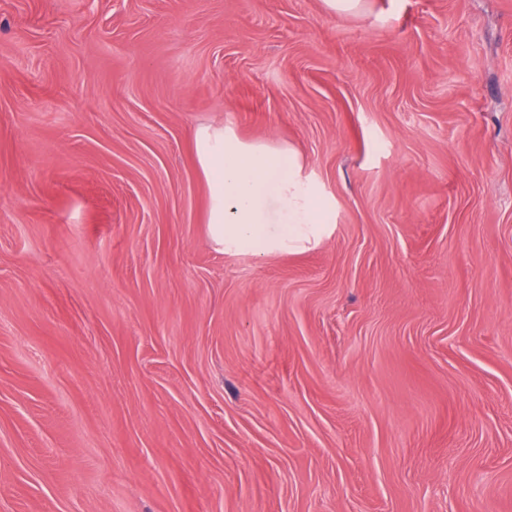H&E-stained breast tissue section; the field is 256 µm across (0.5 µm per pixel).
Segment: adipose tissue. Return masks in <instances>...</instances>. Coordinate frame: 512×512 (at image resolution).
Instances as JSON below:
<instances>
[{
  "label": "adipose tissue",
  "instance_id": "obj_1",
  "mask_svg": "<svg viewBox=\"0 0 512 512\" xmlns=\"http://www.w3.org/2000/svg\"><path fill=\"white\" fill-rule=\"evenodd\" d=\"M191 139L207 186V234L225 253L303 252L331 235L324 197L294 150L221 126L196 127Z\"/></svg>",
  "mask_w": 512,
  "mask_h": 512
}]
</instances>
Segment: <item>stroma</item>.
I'll return each mask as SVG.
<instances>
[{"instance_id":"stroma-1","label":"stroma","mask_w":512,"mask_h":512,"mask_svg":"<svg viewBox=\"0 0 512 512\" xmlns=\"http://www.w3.org/2000/svg\"><path fill=\"white\" fill-rule=\"evenodd\" d=\"M201 124L332 236L219 251ZM0 512H512V0H0Z\"/></svg>"}]
</instances>
